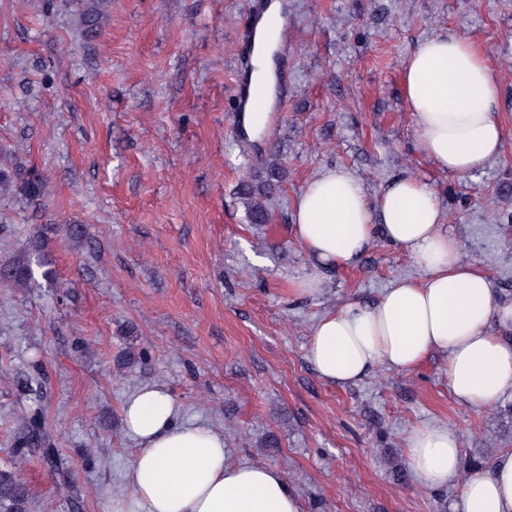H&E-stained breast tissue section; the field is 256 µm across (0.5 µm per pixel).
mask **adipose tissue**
Listing matches in <instances>:
<instances>
[{"label": "adipose tissue", "mask_w": 512, "mask_h": 512, "mask_svg": "<svg viewBox=\"0 0 512 512\" xmlns=\"http://www.w3.org/2000/svg\"><path fill=\"white\" fill-rule=\"evenodd\" d=\"M402 81L416 147L438 170L469 174L500 156L498 72L474 40L425 39L407 57ZM293 221L313 269L349 266L380 236L421 270L375 301H347L315 323L307 357L323 380L353 383L379 366L410 371L442 352L456 401L488 407L512 391V305L500 304L484 272L462 260L428 182L399 176L373 195L350 170L327 168L296 196ZM181 413L156 383L125 402L124 425L137 443L125 481L146 512H303L278 469L228 463L223 433ZM407 448L421 486L458 487V512H512V450L464 474L446 427L414 429Z\"/></svg>", "instance_id": "1"}]
</instances>
